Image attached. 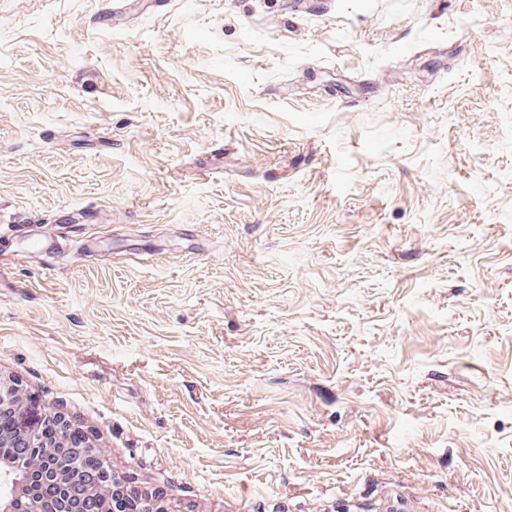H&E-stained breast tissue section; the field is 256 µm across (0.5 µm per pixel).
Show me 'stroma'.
<instances>
[{"mask_svg": "<svg viewBox=\"0 0 512 512\" xmlns=\"http://www.w3.org/2000/svg\"><path fill=\"white\" fill-rule=\"evenodd\" d=\"M123 5L0 0V375L172 512H512V0Z\"/></svg>", "mask_w": 512, "mask_h": 512, "instance_id": "35a3bbf8", "label": "stroma"}]
</instances>
